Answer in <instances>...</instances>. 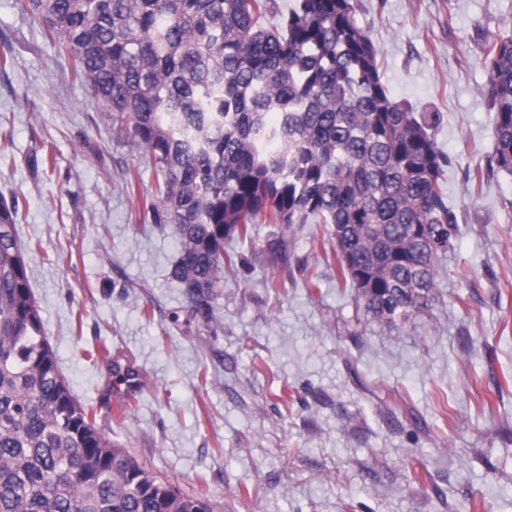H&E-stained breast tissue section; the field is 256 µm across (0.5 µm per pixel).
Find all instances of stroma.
I'll use <instances>...</instances> for the list:
<instances>
[{
	"label": "stroma",
	"instance_id": "obj_1",
	"mask_svg": "<svg viewBox=\"0 0 512 512\" xmlns=\"http://www.w3.org/2000/svg\"><path fill=\"white\" fill-rule=\"evenodd\" d=\"M352 3L393 97L439 114L450 159L453 247L406 325L338 282L326 228L289 232L277 258L272 224L230 241L211 320L192 318L169 277L177 238L143 213L152 170L23 0H0V197L23 206L31 290L76 401L212 512H512V177L467 191L495 143L482 35L512 28V0ZM115 361L136 392L113 387Z\"/></svg>",
	"mask_w": 512,
	"mask_h": 512
}]
</instances>
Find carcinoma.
Masks as SVG:
<instances>
[{"label": "carcinoma", "mask_w": 512, "mask_h": 512, "mask_svg": "<svg viewBox=\"0 0 512 512\" xmlns=\"http://www.w3.org/2000/svg\"><path fill=\"white\" fill-rule=\"evenodd\" d=\"M71 59L117 139L155 177L146 215L179 241L170 270L208 318L259 222L322 224L338 279L374 319L428 307L458 217L434 135L439 116L393 98L351 0H24ZM494 112L492 170L512 176V31L483 38ZM275 118H270V115ZM19 201L0 200V512H211L151 475L78 404L43 336L18 242ZM131 390L135 372L116 365Z\"/></svg>", "instance_id": "cac0c4a2"}]
</instances>
